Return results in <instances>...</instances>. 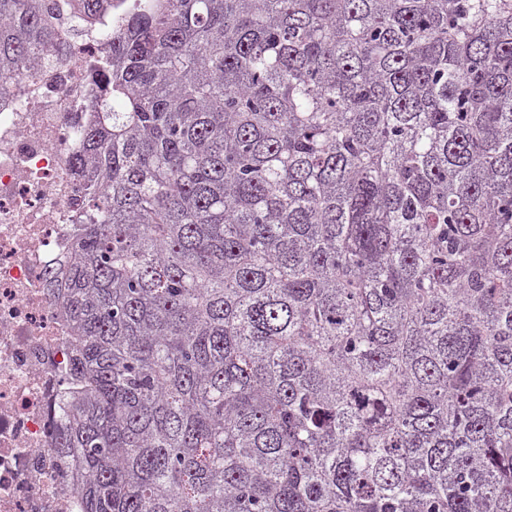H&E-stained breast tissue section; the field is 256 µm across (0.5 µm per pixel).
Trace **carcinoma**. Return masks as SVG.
<instances>
[{
	"instance_id": "obj_1",
	"label": "carcinoma",
	"mask_w": 512,
	"mask_h": 512,
	"mask_svg": "<svg viewBox=\"0 0 512 512\" xmlns=\"http://www.w3.org/2000/svg\"><path fill=\"white\" fill-rule=\"evenodd\" d=\"M110 59L61 297L81 512H512V0H68ZM46 0H0V80Z\"/></svg>"
}]
</instances>
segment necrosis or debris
<instances>
[{
	"instance_id": "obj_1",
	"label": "necrosis or debris",
	"mask_w": 512,
	"mask_h": 512,
	"mask_svg": "<svg viewBox=\"0 0 512 512\" xmlns=\"http://www.w3.org/2000/svg\"><path fill=\"white\" fill-rule=\"evenodd\" d=\"M57 2L49 62L0 81V512H78L76 456L54 445L71 355L60 273L80 220L72 161L108 35Z\"/></svg>"
}]
</instances>
